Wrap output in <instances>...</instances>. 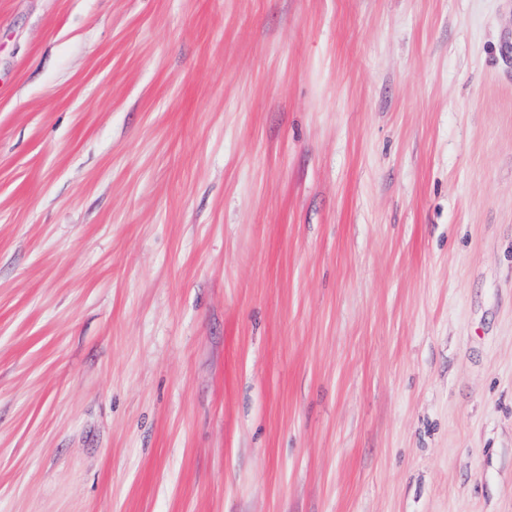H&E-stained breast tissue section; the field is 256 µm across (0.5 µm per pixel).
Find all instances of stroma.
Returning a JSON list of instances; mask_svg holds the SVG:
<instances>
[{"label":"stroma","instance_id":"stroma-1","mask_svg":"<svg viewBox=\"0 0 512 512\" xmlns=\"http://www.w3.org/2000/svg\"><path fill=\"white\" fill-rule=\"evenodd\" d=\"M0 512H512V0H0Z\"/></svg>","mask_w":512,"mask_h":512}]
</instances>
